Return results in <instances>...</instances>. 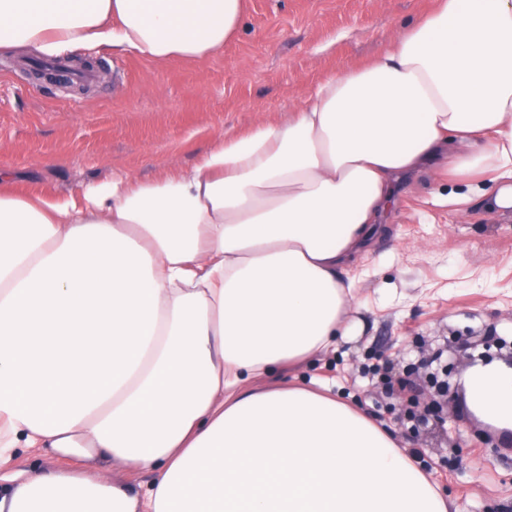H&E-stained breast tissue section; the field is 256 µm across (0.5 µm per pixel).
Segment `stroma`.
<instances>
[{
  "instance_id": "stroma-1",
  "label": "stroma",
  "mask_w": 512,
  "mask_h": 512,
  "mask_svg": "<svg viewBox=\"0 0 512 512\" xmlns=\"http://www.w3.org/2000/svg\"><path fill=\"white\" fill-rule=\"evenodd\" d=\"M431 0H245L234 37L197 60L107 56L110 79L91 95L28 86L26 57L0 54V164L21 191L63 197L133 171L153 179L188 166L256 115L277 122L326 75L382 52L385 34L413 25ZM426 177L396 186L389 234L355 265L346 333L295 374L322 383L396 434L403 452L437 485L450 512H512V439L456 400L445 423L421 422L404 437L390 414L379 367L397 374L424 344L442 363L470 366L448 350L450 333L512 337V220L479 209L457 214L431 201Z\"/></svg>"
}]
</instances>
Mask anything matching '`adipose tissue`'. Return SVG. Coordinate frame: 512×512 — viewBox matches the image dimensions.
<instances>
[{
	"label": "adipose tissue",
	"instance_id": "ef3b65f1",
	"mask_svg": "<svg viewBox=\"0 0 512 512\" xmlns=\"http://www.w3.org/2000/svg\"><path fill=\"white\" fill-rule=\"evenodd\" d=\"M243 0H0V49L193 60ZM369 63L257 118L189 166L62 199L0 166V460L38 448L94 473L0 475V512H449L372 418L326 387L252 386L334 343L346 268L428 172L434 199L512 216V0H436ZM464 181L441 194L445 177ZM465 398L512 428V369ZM145 470L139 493L123 479Z\"/></svg>",
	"mask_w": 512,
	"mask_h": 512
}]
</instances>
